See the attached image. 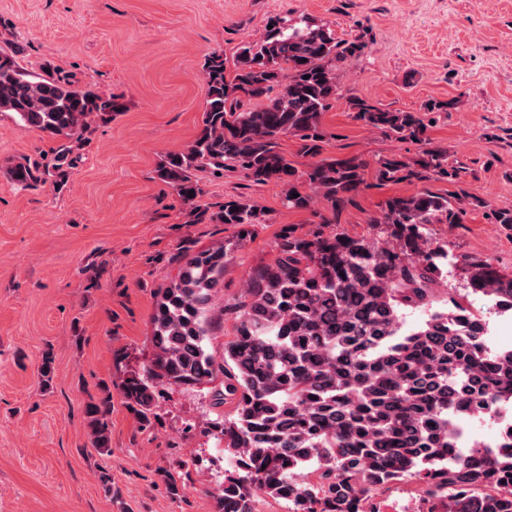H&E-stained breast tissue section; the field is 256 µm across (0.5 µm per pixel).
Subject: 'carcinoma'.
<instances>
[{
  "mask_svg": "<svg viewBox=\"0 0 512 512\" xmlns=\"http://www.w3.org/2000/svg\"><path fill=\"white\" fill-rule=\"evenodd\" d=\"M260 41L245 42L232 59H205L206 102L200 133L156 168L160 181L186 207L189 224L241 227L235 243L186 257L159 290L151 317L153 357L122 381L127 403L145 425L156 418L159 384L194 386L225 378L239 395L236 417L220 433L235 459L224 472L217 512H254L261 492L288 502L289 512H379L372 492L412 477L427 512H512V433L484 451H462L464 419H496L512 404V348L491 350L486 316L458 297L435 305L436 290L455 257L435 242L431 224H461L469 209L483 208L497 224H512V209H495L466 193L425 191L387 200L381 217L387 239L336 234L312 240L280 237L273 262L254 268L235 306L236 336L216 359L206 345L207 313L224 288L232 253L264 223V213L240 196L201 204L197 173L238 169L255 185L284 186L283 203L308 209L318 199L337 210L364 184L363 164L323 156L327 134L320 118L342 97L339 63L363 52L358 38L338 39L303 20L272 17ZM349 106L371 129L421 142L427 102L416 112L391 111L352 96ZM123 104L68 77L26 73L0 51V112L25 128L70 136L95 115ZM297 140L313 158L298 170L281 150ZM67 153L48 166L24 158L7 169L20 185L63 181ZM381 184L448 180L458 169L448 152L426 149L416 159L382 157ZM297 197H291V194ZM471 293L512 314V278L479 258ZM426 319L403 328L407 309ZM112 395L87 405L93 446L109 451Z\"/></svg>",
  "mask_w": 512,
  "mask_h": 512,
  "instance_id": "cac0c4a2",
  "label": "carcinoma"
}]
</instances>
